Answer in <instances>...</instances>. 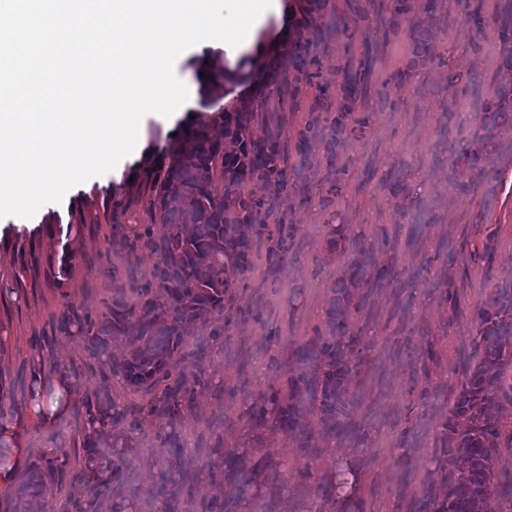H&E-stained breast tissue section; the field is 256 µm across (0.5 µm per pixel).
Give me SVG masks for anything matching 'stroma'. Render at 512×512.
I'll return each instance as SVG.
<instances>
[{"label": "stroma", "instance_id": "obj_1", "mask_svg": "<svg viewBox=\"0 0 512 512\" xmlns=\"http://www.w3.org/2000/svg\"><path fill=\"white\" fill-rule=\"evenodd\" d=\"M289 25L307 21L317 43L319 82L337 83L348 66L368 61L366 94L351 120L363 130L343 136L335 159L316 144L301 161L296 144L313 106L333 119L336 101L319 99L316 84L273 92L258 104L255 133L264 119L278 121L288 149L294 188L275 180L247 183L246 192L276 198L277 214L291 227L288 251L268 258L255 241L251 268L227 274L223 335L194 325L172 364L200 362L188 373L189 394L174 423L142 413L146 396L110 370L126 351L112 340L107 355L90 358L84 336L53 333L67 308L102 310L119 301L138 307L140 287L156 262L138 246L140 226L154 238L166 228L151 210L148 181L190 115L202 113L194 92L195 50L175 63L189 86L188 111L143 118L140 148L110 173L73 187L62 203L43 206L30 219L0 218V415L20 422L13 444L24 457L15 484L40 466L42 452L66 451L64 475L44 479L49 512H73L85 500L74 475L81 455L84 403L108 393L113 418L96 441L99 460L125 444L127 464L112 482L108 501L130 512H162L167 484L179 512H340L321 492L337 466L359 474L352 512H417L441 493L443 425L467 366L476 359L473 308L500 288H512V125L501 126L484 148L480 117L503 79L500 22L512 0H415L398 25L389 22L392 0H326L306 10L305 0H282ZM431 32L433 59L416 61L412 29ZM459 73L449 85L451 73ZM485 152V174L469 190L459 186L456 151ZM340 226L337 249L327 241ZM370 247L383 279H362L354 291L351 346L361 364L349 380V434L324 429L307 413L308 442L296 433L249 420L262 393L285 390L295 367V344L326 328L332 292L355 256ZM67 262H59L60 252ZM70 404L54 425L29 421L34 381L53 392L61 371ZM240 448V465L255 470L246 497L225 496L221 469L226 449ZM310 465L311 477L298 476Z\"/></svg>", "mask_w": 512, "mask_h": 512}]
</instances>
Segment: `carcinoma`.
<instances>
[{
  "label": "carcinoma",
  "mask_w": 512,
  "mask_h": 512,
  "mask_svg": "<svg viewBox=\"0 0 512 512\" xmlns=\"http://www.w3.org/2000/svg\"><path fill=\"white\" fill-rule=\"evenodd\" d=\"M501 39L503 67L512 72V18L503 19ZM313 48L312 37L300 23L273 54L243 59L233 70H216L204 91L217 94L229 81L254 84L255 95L263 97L269 86L288 84L290 67L309 80L316 76L312 68L319 67ZM415 54L423 61L433 60L431 38L424 32H415ZM336 93L337 116L330 127L322 126L320 113H309L296 147L301 156L309 154L318 138L334 155L336 141L347 132L345 119L364 93L362 72L344 73ZM203 107L214 114L190 126L177 145L165 150L166 173L155 185L151 205L157 220L168 226L167 235L156 243L147 227L136 236L158 255L151 278L140 287L139 307L127 309L115 301L95 315L67 310L57 324L64 335L74 330L84 335L90 357L95 358L105 353L111 338L126 335L129 323L135 322L128 353L112 361L111 370L121 373L131 388L150 396L141 411L165 418L169 424L177 420L186 399L184 373H174L172 359L190 326L224 317V297L231 288L227 271L244 273L250 268L253 239L275 241L268 256L281 259L288 252L290 237L272 201L244 192L245 184L271 177L288 189L280 128L267 124L262 135H254L256 116L249 97L241 99L233 112L224 111L216 100L203 101ZM219 120L224 138L215 139L210 126ZM509 121L512 78L497 86L495 100L481 117L484 145L491 146L496 130ZM483 162L484 155L478 151L467 147L457 151L459 174L473 183L484 174ZM375 267L373 254L357 246L348 276L330 300L326 334L295 346L296 370L288 377V398L279 399L275 391L261 395L260 404L251 410L257 420L303 435V417L315 411L326 429L345 430L352 406L348 380L358 369L346 343L351 335L347 315L352 289ZM474 320L479 353L444 424L443 452L449 455L446 483L441 495L429 497L420 512H489L500 448L504 443L512 448V431L503 436L498 417L501 399H512V374H508L512 370V291L505 288L494 293L476 308ZM84 407L90 430L98 433L108 425L111 414L101 399L88 400ZM83 450L85 465L76 478L86 484L89 503L96 504L107 497L110 483L121 475L126 456L119 451L108 464L99 463L93 436L83 440ZM59 461L60 449L43 453L41 467L19 489L14 512H45L40 485L44 475L59 471ZM224 474L231 497L243 496L252 486V473L239 468L234 451L224 456ZM357 482V473L345 465L336 468L325 486L331 495L350 499Z\"/></svg>",
  "instance_id": "carcinoma-1"
}]
</instances>
